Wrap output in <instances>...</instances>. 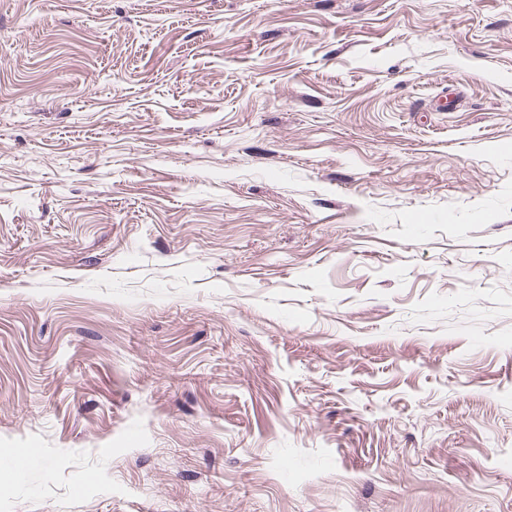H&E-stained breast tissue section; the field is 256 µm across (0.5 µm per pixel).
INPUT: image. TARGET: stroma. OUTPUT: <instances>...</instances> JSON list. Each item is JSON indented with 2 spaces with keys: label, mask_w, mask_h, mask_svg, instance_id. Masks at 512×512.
<instances>
[{
  "label": "stroma",
  "mask_w": 512,
  "mask_h": 512,
  "mask_svg": "<svg viewBox=\"0 0 512 512\" xmlns=\"http://www.w3.org/2000/svg\"><path fill=\"white\" fill-rule=\"evenodd\" d=\"M0 512H512V0H0Z\"/></svg>",
  "instance_id": "obj_1"
}]
</instances>
